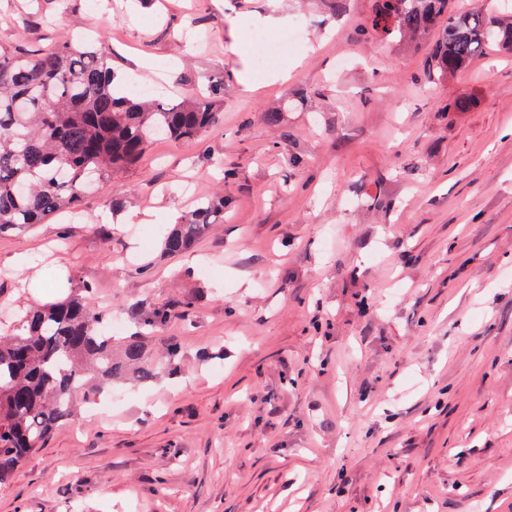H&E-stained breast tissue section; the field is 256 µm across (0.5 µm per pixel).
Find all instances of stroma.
I'll use <instances>...</instances> for the list:
<instances>
[{"mask_svg":"<svg viewBox=\"0 0 512 512\" xmlns=\"http://www.w3.org/2000/svg\"><path fill=\"white\" fill-rule=\"evenodd\" d=\"M27 4L0 0V45L91 25L126 84L224 97L215 128L155 142L79 218L0 235V311L88 283L166 363L60 426L0 512H512V53L429 75L431 42L365 34L371 0ZM297 21L258 69V39ZM219 195L195 265L165 255ZM221 216L224 217L223 196L199 204L165 235L162 251L169 255L188 251Z\"/></svg>","mask_w":512,"mask_h":512,"instance_id":"obj_1","label":"stroma"}]
</instances>
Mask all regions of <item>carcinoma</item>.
I'll return each mask as SVG.
<instances>
[{
  "mask_svg": "<svg viewBox=\"0 0 512 512\" xmlns=\"http://www.w3.org/2000/svg\"><path fill=\"white\" fill-rule=\"evenodd\" d=\"M441 27L430 72L467 66L495 46L512 52V4L458 11L452 0H373L369 28L424 41ZM115 73L103 39L78 37L50 52L0 45V233L26 230L79 211L101 178L134 167L156 138L190 142L221 120L224 87L180 101L112 92ZM224 215V197L199 204L165 235L179 255ZM78 283L64 299L32 305L0 335V484L73 415L131 375L148 383L160 363L134 337L112 344L107 314Z\"/></svg>",
  "mask_w": 512,
  "mask_h": 512,
  "instance_id": "obj_1",
  "label": "carcinoma"
}]
</instances>
